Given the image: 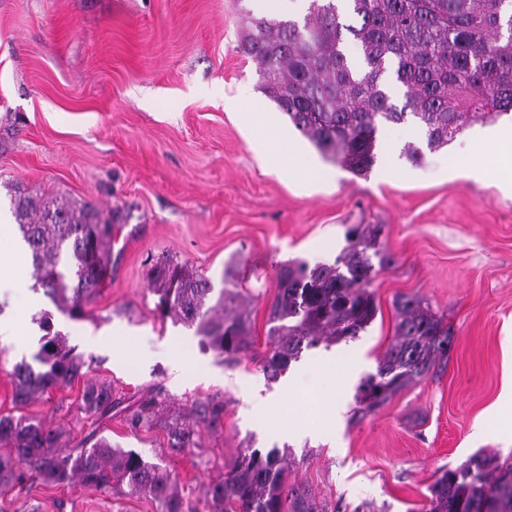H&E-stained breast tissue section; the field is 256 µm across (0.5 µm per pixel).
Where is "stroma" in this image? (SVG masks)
Masks as SVG:
<instances>
[{
    "label": "stroma",
    "mask_w": 512,
    "mask_h": 512,
    "mask_svg": "<svg viewBox=\"0 0 512 512\" xmlns=\"http://www.w3.org/2000/svg\"><path fill=\"white\" fill-rule=\"evenodd\" d=\"M305 0H0V209L14 189L115 212L100 293L72 319L42 290L28 322L0 341V414L13 412L9 373L41 347L49 318L88 377L136 400L157 388L192 423L193 401L215 397L224 418L195 448L172 447L163 425L131 428L115 416L93 422L81 384L38 396L21 414L64 434L132 449L172 472L184 512H204L201 492L246 449L276 452L289 485L301 484L324 512H413L440 471L476 453L512 460V194L491 150L483 182L449 173L448 151L497 127L467 126L447 148L427 149L415 125L384 129L367 177L328 161L259 87L239 48L250 18H303ZM250 86L251 105L237 101ZM296 154H289L287 141ZM422 150L419 162L404 153ZM311 160L331 179L292 175ZM353 224H378L377 249L392 262L367 288L376 308L353 339L320 343L299 362L339 358L335 380L267 381L251 358L227 365L194 328L160 318L148 279L171 260L211 286L208 305L238 288L264 351L276 274L290 260L335 263ZM422 296L454 330L448 365L358 419L356 389L394 336V298ZM0 512H158L154 502L81 483H28L0 490Z\"/></svg>",
    "instance_id": "35a3bbf8"
}]
</instances>
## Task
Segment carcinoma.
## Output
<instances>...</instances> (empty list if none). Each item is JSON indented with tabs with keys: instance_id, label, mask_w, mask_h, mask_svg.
I'll list each match as a JSON object with an SVG mask.
<instances>
[{
	"instance_id": "obj_1",
	"label": "carcinoma",
	"mask_w": 512,
	"mask_h": 512,
	"mask_svg": "<svg viewBox=\"0 0 512 512\" xmlns=\"http://www.w3.org/2000/svg\"><path fill=\"white\" fill-rule=\"evenodd\" d=\"M338 0H309L303 21L261 17L251 20L240 47L256 65L260 88L326 159L358 177L375 162L377 134L413 119L427 145L438 150L470 122L512 112V0H346L359 25L341 21ZM358 42L363 67L349 61L343 31ZM403 91L392 99L391 86ZM13 215L28 246L35 287L56 308L81 319L98 295L112 243V221L94 206L72 204L18 191ZM379 224H354L348 245L333 265L291 261L276 275L269 307L266 347L253 352L250 313L242 293L224 289L214 314L202 312L210 292L206 278L185 267L163 264L149 270L161 317L196 328L203 342L236 362L251 355L269 382L277 381L303 349L320 342L359 336L375 315L365 288L390 258L374 249ZM395 333L378 356L376 372L360 385L356 413L366 416L411 383L448 365L452 334L445 318L415 294L393 302ZM35 359L14 365L12 401L20 408L36 395L65 390L84 376L85 362L66 338L51 333ZM81 407L101 421L124 416L133 428L159 420L166 398L149 390L130 404L112 394V384L89 380ZM197 421L217 428L224 403L207 398L189 410ZM177 447L197 446L198 432L165 422ZM63 432L24 415L0 416V487L21 485L15 471L24 462L47 484L67 486L78 479L96 489H116L148 498L159 512H183V501L170 473L133 450L114 448L105 438L88 448L62 455ZM426 502L412 512H512V463L475 455L455 469L442 471L428 488ZM209 512H319L304 492L286 485L278 458L258 450L241 453L224 466V479L204 491Z\"/></svg>"
}]
</instances>
